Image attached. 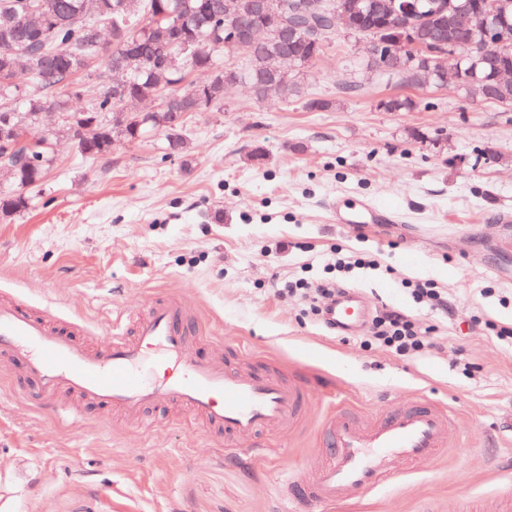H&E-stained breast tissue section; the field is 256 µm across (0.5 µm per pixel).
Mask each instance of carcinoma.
Instances as JSON below:
<instances>
[{"mask_svg": "<svg viewBox=\"0 0 512 512\" xmlns=\"http://www.w3.org/2000/svg\"><path fill=\"white\" fill-rule=\"evenodd\" d=\"M303 2L288 0L294 24L322 31L320 43L287 33L275 15L257 12L252 0H236L230 21L247 32L266 31L262 41L241 49L224 41L225 0H0V65L10 66L0 68V127H16L15 137L0 143V168L12 179L0 188V220L9 222L28 209L29 190L45 177L59 137L70 139L82 155L103 159L110 155L109 146L136 144L159 131L167 154L184 156L186 116L222 107L225 87L246 84L258 99L269 91L299 95L292 72L276 69L278 59L291 56L295 70L310 65L323 55L332 34V0H318L316 14L298 9ZM358 2L351 25L359 32L382 27L385 0ZM420 4L419 39L427 45L445 40L457 48L465 94L512 106V79L498 77L502 70L512 71V49L503 54L492 46L475 65L464 48L470 29L446 11L431 12L429 0ZM185 43L188 58L171 64L169 55ZM239 54L247 65H229ZM363 68L396 85L438 83L433 63L410 62L403 52L386 70L368 59ZM115 69L125 71L119 95H96L97 82L111 78ZM198 70L211 72L203 86L191 79ZM83 97L88 98L83 111H72L70 101ZM141 99L156 100L157 118L143 124L141 112L128 108ZM416 107L414 99L399 96L385 100L384 109Z\"/></svg>", "mask_w": 512, "mask_h": 512, "instance_id": "obj_1", "label": "carcinoma"}]
</instances>
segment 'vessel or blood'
Listing matches in <instances>:
<instances>
[{"mask_svg": "<svg viewBox=\"0 0 512 512\" xmlns=\"http://www.w3.org/2000/svg\"><path fill=\"white\" fill-rule=\"evenodd\" d=\"M330 314L347 330L365 317L352 296ZM110 330L98 347L84 324L0 296V353L22 369L40 403H57L68 393L137 427L150 414L182 411L230 444L254 445L263 432L300 422L305 381L257 367L245 351L234 366L198 355L179 297L155 296L145 310L122 311ZM455 431L452 411L426 398L372 412L329 402L318 431L325 443L320 458L307 471L284 477L278 497L285 512L362 501L407 470L441 458L453 447Z\"/></svg>", "mask_w": 512, "mask_h": 512, "instance_id": "b4317fda", "label": "vessel or blood"}]
</instances>
